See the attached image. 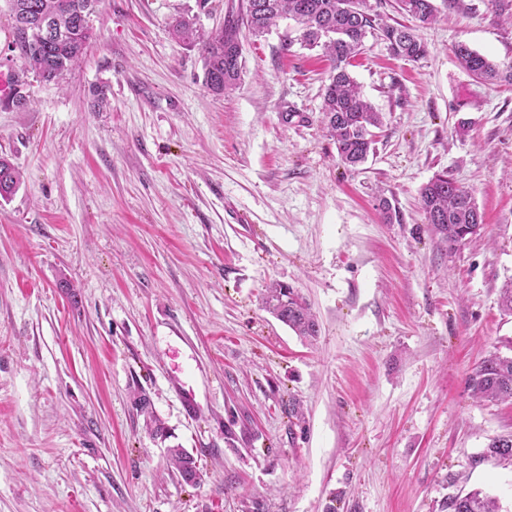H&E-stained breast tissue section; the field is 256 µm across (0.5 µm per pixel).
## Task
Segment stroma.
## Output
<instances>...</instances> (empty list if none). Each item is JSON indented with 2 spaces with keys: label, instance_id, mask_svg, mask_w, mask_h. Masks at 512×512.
<instances>
[{
  "label": "stroma",
  "instance_id": "1",
  "mask_svg": "<svg viewBox=\"0 0 512 512\" xmlns=\"http://www.w3.org/2000/svg\"><path fill=\"white\" fill-rule=\"evenodd\" d=\"M240 2L102 0L63 85L32 76L25 108L0 106L23 176L0 200V512H441L472 490L512 512V465L485 455L512 404L468 385L512 351V86L452 51L510 62L512 23L490 0L441 12L416 62L367 38L352 75L384 125L353 170L293 20L241 34L224 95L168 30ZM443 170L484 216L452 248L419 207ZM274 282L306 298L315 341L263 309ZM453 52L461 66L478 80L489 84L512 85V64H501L473 50L466 42L458 41ZM171 463L181 480L189 485H197L201 481L200 469L195 458L184 448H168Z\"/></svg>",
  "mask_w": 512,
  "mask_h": 512
}]
</instances>
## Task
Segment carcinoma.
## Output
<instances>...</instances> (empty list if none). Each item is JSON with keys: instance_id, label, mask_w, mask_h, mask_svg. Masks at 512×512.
Masks as SVG:
<instances>
[{"instance_id": "carcinoma-1", "label": "carcinoma", "mask_w": 512, "mask_h": 512, "mask_svg": "<svg viewBox=\"0 0 512 512\" xmlns=\"http://www.w3.org/2000/svg\"><path fill=\"white\" fill-rule=\"evenodd\" d=\"M100 0H7L14 19V48L22 59V74L14 77V92L5 104L17 108L27 104L21 92L22 75L31 71L41 81L61 84L79 64L93 38L92 12ZM435 0H397L398 11L411 24H388L371 13L369 0H243L237 13L225 17L224 25L204 32L196 22L178 16L170 22L172 35L190 48H198L203 59L205 86L221 95L236 88L242 69L238 33L241 26L259 37L280 19L298 25V40L310 49L320 48L329 62L328 84L324 88L321 123L336 146L340 161L351 168L361 166L374 150V130L383 117L365 97L354 80L351 67L362 53L367 37L387 44L393 56L418 61L427 46L416 35V28L430 25L439 9ZM49 18L61 28L60 40H44L27 24ZM453 52L461 66L477 79L512 85V64H501L458 41ZM21 172L11 161L0 157V199L17 192ZM420 206L427 223L442 242L452 247L479 235L483 214L471 193L448 172L435 174L420 190ZM263 307L297 336L311 340L320 326L316 315L299 291L274 283L266 290ZM473 395L488 402H512V355L493 353L481 360L470 377ZM168 454L181 480L189 485L201 481L195 458L183 448H170ZM484 455L512 463V435L488 444ZM443 508L449 512H500L498 499L480 491L449 498Z\"/></svg>"}]
</instances>
